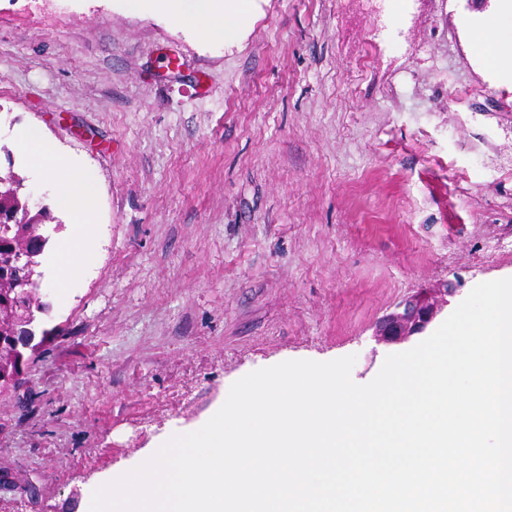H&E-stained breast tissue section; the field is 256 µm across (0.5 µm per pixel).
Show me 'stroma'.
Here are the masks:
<instances>
[{
	"mask_svg": "<svg viewBox=\"0 0 512 512\" xmlns=\"http://www.w3.org/2000/svg\"><path fill=\"white\" fill-rule=\"evenodd\" d=\"M493 0H259L234 42L125 0H0V168L53 184L35 126L99 192L80 276L42 263L52 337L0 403V512H76L246 374L388 355L378 322L512 274V85L469 32Z\"/></svg>",
	"mask_w": 512,
	"mask_h": 512,
	"instance_id": "obj_1",
	"label": "stroma"
}]
</instances>
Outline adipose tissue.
<instances>
[{
	"label": "adipose tissue",
	"mask_w": 512,
	"mask_h": 512,
	"mask_svg": "<svg viewBox=\"0 0 512 512\" xmlns=\"http://www.w3.org/2000/svg\"><path fill=\"white\" fill-rule=\"evenodd\" d=\"M497 2L493 21L472 29L470 41L473 51L494 73L512 79V66L505 64L502 55L503 47L512 45V0ZM155 6L163 14L195 28L203 39L231 41L239 37L241 23L252 13L254 0H156ZM21 141L33 164L52 179L56 205L74 217L73 239L58 248L60 279L66 282L90 259L88 249L75 246L73 240L84 237L92 220L97 176L61 156L37 129L25 128Z\"/></svg>",
	"instance_id": "1"
}]
</instances>
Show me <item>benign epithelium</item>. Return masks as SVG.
Segmentation results:
<instances>
[{"instance_id": "benign-epithelium-1", "label": "benign epithelium", "mask_w": 512, "mask_h": 512, "mask_svg": "<svg viewBox=\"0 0 512 512\" xmlns=\"http://www.w3.org/2000/svg\"><path fill=\"white\" fill-rule=\"evenodd\" d=\"M454 289L445 284L438 288H425L401 301L376 326L374 339L377 344L391 345L404 342L423 332L449 304ZM50 335L47 329L41 336H11L0 340V399L15 391L27 364L25 350L36 351L41 341Z\"/></svg>"}]
</instances>
